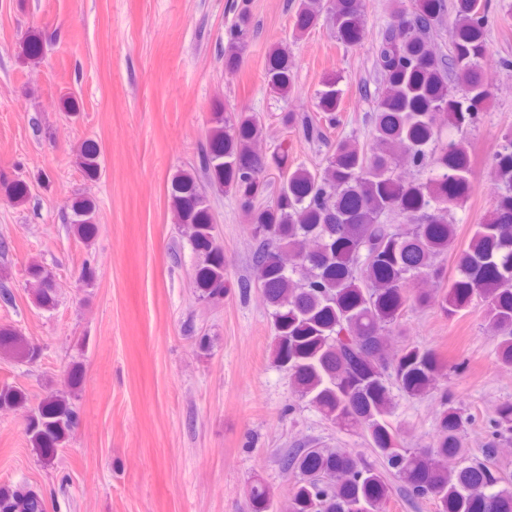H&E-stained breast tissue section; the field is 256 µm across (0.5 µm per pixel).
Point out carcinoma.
Wrapping results in <instances>:
<instances>
[{
  "label": "carcinoma",
  "instance_id": "1",
  "mask_svg": "<svg viewBox=\"0 0 512 512\" xmlns=\"http://www.w3.org/2000/svg\"><path fill=\"white\" fill-rule=\"evenodd\" d=\"M227 30L224 68L238 70L253 23L247 0L235 4ZM448 26L449 46L438 45L448 15L447 0H391L388 21L378 32L373 71L381 76L367 115L368 139H331L343 90L329 73L317 91L314 115L284 112L282 125L327 148L325 163L312 170L288 168V151L266 161L256 143L260 130L243 108L213 112L198 167L177 172L170 198L177 223L203 260L193 283L198 297L219 301L226 291L224 248L215 235L206 189L230 191L245 214L255 247L254 279L238 281L246 292L257 285L275 332L273 357L288 371L299 398L343 430L368 437L382 471L361 453L329 448H287L283 472L295 475L288 512H385L393 486L410 500L434 503L437 512H512V479L498 464L500 442L512 435V401L500 403L482 457L470 455L461 408L441 382L448 361L434 348L405 339L390 353L385 337L401 335L405 312L438 302L456 315L478 300L483 329L497 338V358L512 366V131L501 134L490 156L496 185L482 223L457 249L456 210L473 188L468 135L491 96L487 68L489 3L456 0ZM324 20L346 48L365 34L363 0H297L292 37H304ZM288 44L268 53L265 80L282 98L296 89ZM84 168L97 173L98 149H80ZM277 182L267 179L269 164ZM78 237L98 231L96 206L72 204ZM455 274L446 280L445 261ZM34 303L54 305V288L41 266ZM427 279L437 294L418 287ZM0 349L34 361L38 348L11 329H0ZM409 398L439 392L440 409L429 448L404 445L392 423L393 391ZM0 407L27 408L25 431L50 462L77 424V411L49 395L27 406L26 395L0 390ZM457 461L448 467V460ZM251 512H269L267 488L250 491ZM0 512H44L41 496L25 484L0 487Z\"/></svg>",
  "mask_w": 512,
  "mask_h": 512
}]
</instances>
